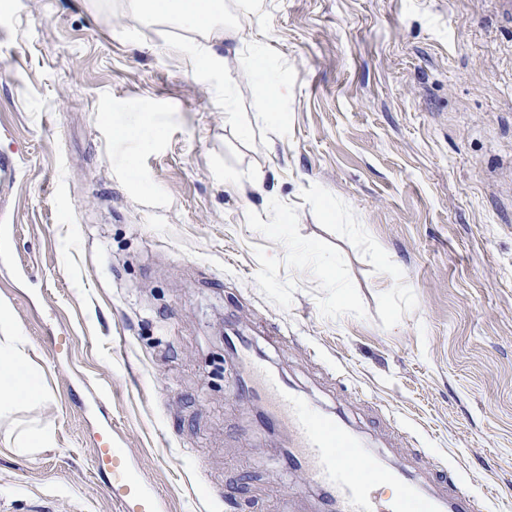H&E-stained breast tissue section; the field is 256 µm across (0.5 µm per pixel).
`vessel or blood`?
<instances>
[{"instance_id": "vessel-or-blood-1", "label": "vessel or blood", "mask_w": 512, "mask_h": 512, "mask_svg": "<svg viewBox=\"0 0 512 512\" xmlns=\"http://www.w3.org/2000/svg\"><path fill=\"white\" fill-rule=\"evenodd\" d=\"M253 376L257 394L268 401L273 415L292 436L299 465L311 480L331 490L339 512H436L437 502L415 503L403 488L397 490L392 505H381L375 487L395 481V474L379 466L369 449L304 404L263 367L254 366ZM95 458L98 471L110 474L121 490L125 512H158L156 496L146 491L123 449L99 448Z\"/></svg>"}]
</instances>
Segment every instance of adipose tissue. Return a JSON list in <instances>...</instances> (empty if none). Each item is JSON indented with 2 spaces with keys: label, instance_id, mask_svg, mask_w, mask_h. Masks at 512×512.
I'll return each instance as SVG.
<instances>
[{
  "label": "adipose tissue",
  "instance_id": "1",
  "mask_svg": "<svg viewBox=\"0 0 512 512\" xmlns=\"http://www.w3.org/2000/svg\"><path fill=\"white\" fill-rule=\"evenodd\" d=\"M134 10L147 18L180 23L209 33L205 47L209 61L223 63L222 48L228 35L224 27L223 0H130ZM19 337L0 345V406L32 397L34 385L23 372Z\"/></svg>",
  "mask_w": 512,
  "mask_h": 512
}]
</instances>
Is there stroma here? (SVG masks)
Listing matches in <instances>:
<instances>
[{
  "label": "stroma",
  "mask_w": 512,
  "mask_h": 512,
  "mask_svg": "<svg viewBox=\"0 0 512 512\" xmlns=\"http://www.w3.org/2000/svg\"><path fill=\"white\" fill-rule=\"evenodd\" d=\"M224 62L128 0L0 8V304L39 398L0 408V502L320 512L232 323L418 493L512 512V13L498 0H224ZM286 88L263 104L249 56ZM148 123L144 142L120 134ZM49 430L35 454L22 434ZM97 469L115 479L114 488L122 490V506L128 512H158L159 502L155 495L146 491L143 483L129 466L122 448H94Z\"/></svg>",
  "instance_id": "35a3bbf8"
}]
</instances>
